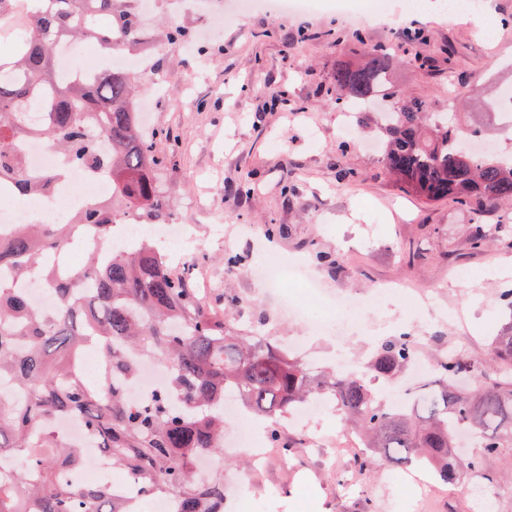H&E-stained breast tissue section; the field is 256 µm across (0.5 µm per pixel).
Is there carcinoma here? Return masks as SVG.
<instances>
[{
  "label": "carcinoma",
  "instance_id": "cac0c4a2",
  "mask_svg": "<svg viewBox=\"0 0 512 512\" xmlns=\"http://www.w3.org/2000/svg\"><path fill=\"white\" fill-rule=\"evenodd\" d=\"M16 17L23 25L10 53L0 55V188L17 195L46 191L51 176L34 177L16 143L41 136L75 166L107 172L112 195L89 204L71 224H26L0 237V266L23 278L44 257L70 245L74 233L91 229L98 249L64 273L45 271L59 304L53 312L33 307L26 296L0 285V378L10 377L21 399L0 400V463L12 470L0 480V512H140L141 501L179 498L181 512H224V478L199 484L193 465L200 455L223 450L224 402L233 397L272 420L269 440L287 456L275 423L318 393L332 397L341 419L355 429L366 451L362 472L378 458L428 469L442 485L474 490L493 482L482 456L512 447V326L492 338L498 378L484 380L483 363L464 355L436 366V388L408 407L378 402L354 374L313 375L267 336H240L230 315L216 317L202 299L169 270L168 255L152 238L127 250H110L113 228L132 218L168 224L172 211L166 174L136 112L137 77L109 68L92 78L59 75L55 48L65 41L94 42L109 51L137 43L142 26L130 0H30ZM395 62L387 44L370 48L362 63L336 67L324 93L338 105L364 103L382 93L385 111L363 121L382 133L383 161L397 185L427 202L451 197L477 224L469 239L481 250L512 235V224L483 223L488 207L512 206V162L472 153L480 130L463 132L448 113L429 112L427 101L388 87ZM95 121L104 148L87 133ZM98 352L102 366L88 381L82 356ZM421 352L411 336L383 342L369 370L390 377ZM149 360L167 371V383L148 402L133 404L115 387L136 376ZM78 413L86 433L138 487V499L107 486H85L69 473L81 448L56 424ZM476 437L479 456L457 453L455 429Z\"/></svg>",
  "mask_w": 512,
  "mask_h": 512
}]
</instances>
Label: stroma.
Listing matches in <instances>:
<instances>
[{
  "label": "stroma",
  "mask_w": 512,
  "mask_h": 512,
  "mask_svg": "<svg viewBox=\"0 0 512 512\" xmlns=\"http://www.w3.org/2000/svg\"><path fill=\"white\" fill-rule=\"evenodd\" d=\"M428 2L418 15L408 0H354L368 16L356 26L328 10L240 16L234 0H211L177 18L161 8L153 18L192 32L209 29L203 52L150 38L128 50L129 58L147 52L154 59L156 71L142 78V94L155 82L167 93L147 124L158 132L154 150L168 167L172 220L186 226L195 251L194 265L175 264L171 271L191 288L207 275L208 309L232 311L242 332L281 342L305 334L279 296L246 274L272 248L303 260L330 295L395 281L435 290L444 310L413 318L394 303L368 315L369 326L408 324L423 353L435 354L431 341L441 339L494 372L491 339L512 325L499 301L501 290L512 288V240L471 250L469 209L451 199L427 204L400 189L385 171L379 130L357 124L351 136L337 135L339 110L323 92L337 66L360 63L366 46L385 43L397 56V88L428 100L435 112L447 111L458 91H466L473 104L462 110V124L483 130L498 153L512 150V128L486 106L512 87V0H491L488 17L500 23L492 38L467 15ZM415 28L427 29V43H406V31ZM359 30L365 43L353 38ZM417 53L425 68L408 64ZM276 91L284 102L273 101ZM245 180L250 193L235 194ZM197 196L206 203L200 212L189 207ZM278 225L286 234L269 236L268 228ZM230 253L244 266L227 269ZM331 256L338 265L328 264ZM459 267L476 269L477 281L457 285L451 274ZM381 342L374 335L310 338L324 366L368 358ZM278 428L291 457L273 448L261 465L243 453L224 460L225 484L250 496L257 512H414L417 493L400 481L407 466L379 464L362 476L354 458H332L326 447L309 451L301 430L284 420ZM483 470L494 478L485 487L491 512H512V448L485 458Z\"/></svg>",
  "instance_id": "obj_1"
}]
</instances>
